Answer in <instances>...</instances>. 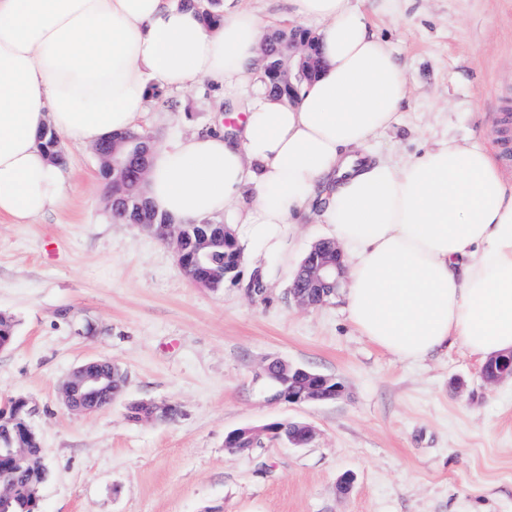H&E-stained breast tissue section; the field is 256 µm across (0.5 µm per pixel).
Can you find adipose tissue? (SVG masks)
Wrapping results in <instances>:
<instances>
[{
    "label": "adipose tissue",
    "mask_w": 512,
    "mask_h": 512,
    "mask_svg": "<svg viewBox=\"0 0 512 512\" xmlns=\"http://www.w3.org/2000/svg\"><path fill=\"white\" fill-rule=\"evenodd\" d=\"M222 13L210 27L180 0H0V217L25 224L67 195L41 129L93 145L135 127L152 88L251 87L238 128L155 147L156 209L180 224L228 214L276 253L282 227L322 204L363 336L403 360L455 342L483 361L512 351V180L492 152L441 140L398 164L368 151L406 79L354 0H288L289 21H319L322 59L291 98L256 70L255 11L224 0Z\"/></svg>",
    "instance_id": "1"
}]
</instances>
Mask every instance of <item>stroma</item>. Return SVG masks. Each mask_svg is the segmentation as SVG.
Masks as SVG:
<instances>
[{
	"instance_id": "obj_1",
	"label": "stroma",
	"mask_w": 512,
	"mask_h": 512,
	"mask_svg": "<svg viewBox=\"0 0 512 512\" xmlns=\"http://www.w3.org/2000/svg\"><path fill=\"white\" fill-rule=\"evenodd\" d=\"M406 67L407 97L371 150L395 160L441 139L494 141L512 116V0H360ZM230 105L213 83L151 98L139 123L164 142L218 125ZM67 197L26 224L0 220V312L16 322L0 350V401L35 403L50 477L41 512H512V381L485 383L461 345L401 360L347 320L342 294L320 306L288 293L306 252L328 237L318 211L270 254L240 239L242 280L192 285L171 249L116 223L93 147L65 148ZM266 269L263 298L245 290ZM71 318H61L62 310ZM127 376L121 400L67 411L59 383L90 359ZM280 359L333 377L329 402H274L258 374ZM171 402L172 422L128 420V402ZM310 425L295 448L272 436L251 455L231 430ZM354 478L341 492L343 475Z\"/></svg>"
}]
</instances>
